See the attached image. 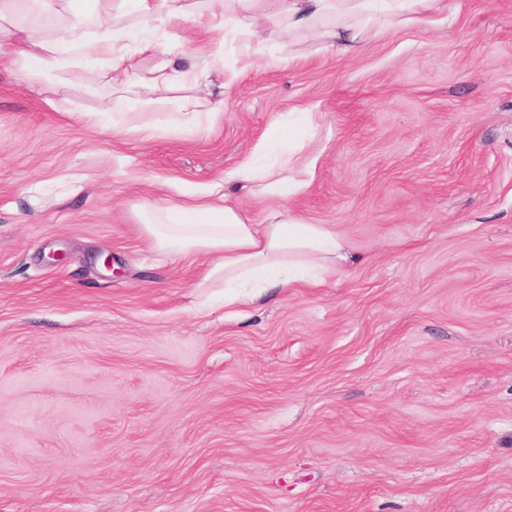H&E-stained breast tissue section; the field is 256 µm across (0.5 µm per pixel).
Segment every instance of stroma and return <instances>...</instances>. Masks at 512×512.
<instances>
[{"instance_id":"1","label":"stroma","mask_w":512,"mask_h":512,"mask_svg":"<svg viewBox=\"0 0 512 512\" xmlns=\"http://www.w3.org/2000/svg\"><path fill=\"white\" fill-rule=\"evenodd\" d=\"M447 23L225 40L224 107L116 125L112 62L32 84L0 59V512H512V0ZM43 38L98 0H18ZM160 37L139 74L198 61ZM316 113L293 209L360 261L200 306L142 208L202 197L281 117ZM111 255L105 269L102 255Z\"/></svg>"}]
</instances>
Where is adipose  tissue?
Here are the masks:
<instances>
[{"label":"adipose tissue","mask_w":512,"mask_h":512,"mask_svg":"<svg viewBox=\"0 0 512 512\" xmlns=\"http://www.w3.org/2000/svg\"><path fill=\"white\" fill-rule=\"evenodd\" d=\"M14 0H0V57L20 63L25 76L36 79L49 73L70 74L72 55H104L112 60V83L123 88L137 84L139 95L128 99L125 111L112 115L113 124L135 115L141 125H151L150 96L166 85L169 76L157 71L151 77H134L133 55L157 53V35L192 22L204 31L225 36L250 31L248 17L260 12L289 35L318 31L325 49L342 57L362 42L364 32L428 20L443 10L442 0H208L204 12H193L183 0H129L137 23L113 13L103 31L87 37L70 28L52 39L36 38L29 28L7 21ZM222 61L217 53L204 55L199 64L182 73L191 94L169 99L171 124H194L200 113L222 110V96L201 100L195 91L213 86ZM275 152L271 164L248 158L214 187L209 201L154 206L152 217L140 229L153 248L167 259H202L196 285L224 287L225 306L247 303L258 288H291L303 283L317 288L328 275L354 265L345 237L332 224H310L286 210L287 202L299 199L309 188L316 160L306 153L285 122L275 123L264 144ZM267 201L261 221L241 209V198Z\"/></svg>","instance_id":"ef3b65f1"}]
</instances>
